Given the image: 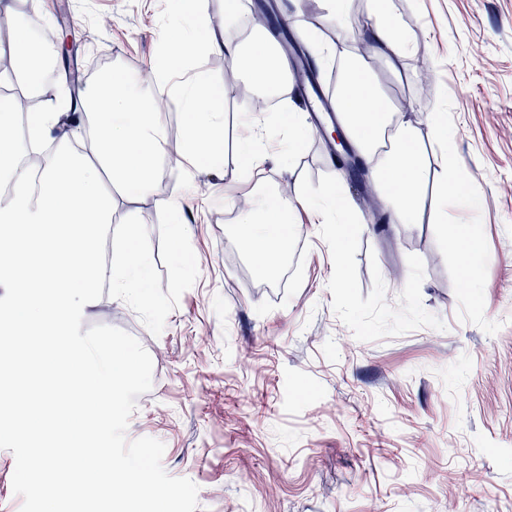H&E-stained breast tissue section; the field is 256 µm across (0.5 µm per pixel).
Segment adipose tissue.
Returning <instances> with one entry per match:
<instances>
[{
  "instance_id": "obj_1",
  "label": "adipose tissue",
  "mask_w": 512,
  "mask_h": 512,
  "mask_svg": "<svg viewBox=\"0 0 512 512\" xmlns=\"http://www.w3.org/2000/svg\"><path fill=\"white\" fill-rule=\"evenodd\" d=\"M368 19V40L324 41L319 50L330 61L354 60L334 107L346 118L363 161L375 168L386 209L395 211L402 223L415 224L428 176L417 128L397 117V104L385 100L365 64L370 53L399 62L413 53L414 45L394 14L393 0H370ZM204 30L194 0H185L169 43L170 64H182L187 47L200 43L206 50L224 53L257 89L282 85L286 65L265 37L252 35L245 42L229 43L205 35ZM0 53L12 58L14 79L47 103L46 109L30 113L28 120L30 142H44L57 119L53 108L57 94L43 67L49 51L19 28L7 43H0ZM157 81L182 107L187 155L198 165L215 162L224 149L222 90L201 71L174 83L164 69ZM69 105L86 117L96 144L88 154H57L41 171L35 189L29 168L20 161L14 106L0 100V185L11 190L9 202L0 207V279L15 289L11 321L27 331L23 339L0 336V395L20 405L15 422L5 426L9 433L33 418L58 423L68 417L97 430L107 429L118 392L136 373L137 363L126 349L102 343L89 352L72 344L69 301L71 289L89 297L105 278L115 295L140 300L147 296L148 259L139 248L145 235L142 225L133 221L126 226L113 249L111 267H101L94 256L97 231L111 223L118 196L153 184L161 109L157 99L142 98L136 88L109 71L94 90L77 92ZM311 207L323 222L335 225L336 248L344 250L356 228L337 190H326ZM239 233L258 271L272 270L292 239L287 203L261 200L242 214Z\"/></svg>"
}]
</instances>
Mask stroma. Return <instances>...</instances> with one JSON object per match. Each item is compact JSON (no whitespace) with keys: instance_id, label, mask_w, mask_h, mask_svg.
I'll use <instances>...</instances> for the list:
<instances>
[{"instance_id":"35a3bbf8","label":"stroma","mask_w":512,"mask_h":512,"mask_svg":"<svg viewBox=\"0 0 512 512\" xmlns=\"http://www.w3.org/2000/svg\"><path fill=\"white\" fill-rule=\"evenodd\" d=\"M393 2L418 50L398 75L383 56L368 65L381 93L406 104L430 179L444 170L479 195L477 209L448 207L449 223L482 227L477 272L438 224L434 192L419 223L387 211V229L368 227L300 95L253 112L267 130L265 160L244 178L235 145L252 110L237 91L248 80L209 51H189L187 62L224 92L219 161L189 164L172 105L152 188L119 198L112 213L113 235L131 218L146 228L150 295L140 303L103 291L82 326L124 330L150 354L152 388L127 437L164 443L162 465L197 485L198 512H512V0ZM275 5L301 39L312 11L330 35L367 22L368 0H350L341 24L321 0ZM0 11L65 38L51 80L66 96L93 89L106 70L147 77L166 65L182 3L0 0ZM292 111L311 132L285 162ZM437 112L446 147L431 124ZM331 187L358 227L341 255L333 225L297 203ZM267 191L288 201L292 228L294 265L275 288L262 287L238 234L240 198L255 204Z\"/></svg>"}]
</instances>
